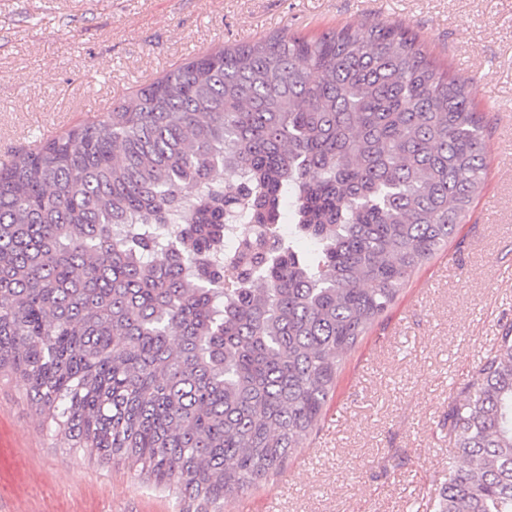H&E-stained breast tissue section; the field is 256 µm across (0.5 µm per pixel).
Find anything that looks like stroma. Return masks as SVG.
I'll list each match as a JSON object with an SVG mask.
<instances>
[{"label":"stroma","mask_w":512,"mask_h":512,"mask_svg":"<svg viewBox=\"0 0 512 512\" xmlns=\"http://www.w3.org/2000/svg\"><path fill=\"white\" fill-rule=\"evenodd\" d=\"M409 23L449 70L471 78L487 126L485 187L445 252L421 267L348 352L317 432L280 473L221 512H433L448 474L444 417L455 388L512 322V0H0V163L101 119L197 55L288 32ZM0 420L36 478L14 512H182L176 489L100 460L59 432L15 374Z\"/></svg>","instance_id":"obj_1"}]
</instances>
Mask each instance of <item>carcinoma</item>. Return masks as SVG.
Segmentation results:
<instances>
[{
    "instance_id": "obj_1",
    "label": "carcinoma",
    "mask_w": 512,
    "mask_h": 512,
    "mask_svg": "<svg viewBox=\"0 0 512 512\" xmlns=\"http://www.w3.org/2000/svg\"><path fill=\"white\" fill-rule=\"evenodd\" d=\"M485 138L402 22L179 64L0 168V370L205 512L319 426L343 355L469 216ZM433 509L512 512L511 324L449 405Z\"/></svg>"
}]
</instances>
